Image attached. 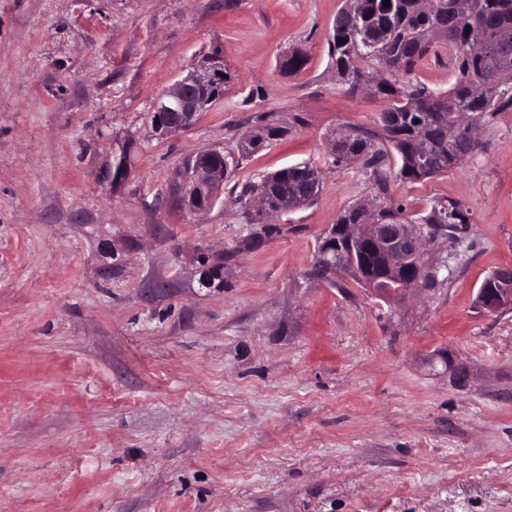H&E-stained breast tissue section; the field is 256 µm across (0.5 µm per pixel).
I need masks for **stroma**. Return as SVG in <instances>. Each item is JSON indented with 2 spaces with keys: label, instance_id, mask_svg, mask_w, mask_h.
<instances>
[{
  "label": "stroma",
  "instance_id": "stroma-1",
  "mask_svg": "<svg viewBox=\"0 0 512 512\" xmlns=\"http://www.w3.org/2000/svg\"><path fill=\"white\" fill-rule=\"evenodd\" d=\"M346 0H0V512H512V309L477 303L512 268V109L463 164L420 181L379 136L386 99L339 81ZM307 62L288 75L291 49ZM224 95L155 137V100L208 55ZM456 72L445 44L413 79ZM265 125L286 138L241 156ZM373 133L411 217L467 212L432 287L377 296L315 276L337 217L373 203L336 138ZM129 149L130 176L100 174ZM220 148V203L163 208L174 171ZM307 161L313 203L258 233L244 184ZM224 253V284L199 283ZM160 284L155 294L147 283Z\"/></svg>",
  "mask_w": 512,
  "mask_h": 512
}]
</instances>
